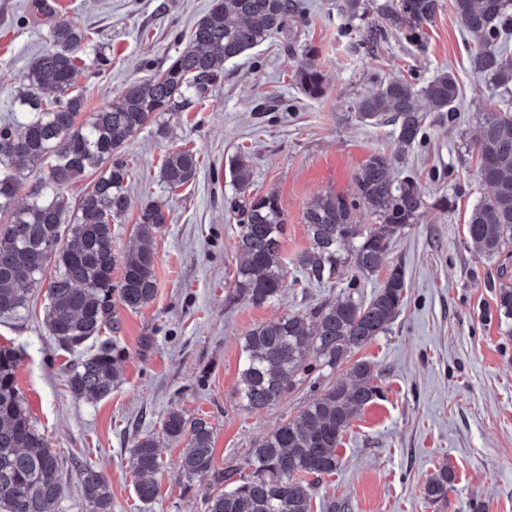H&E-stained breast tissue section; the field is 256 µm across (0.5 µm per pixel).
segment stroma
Wrapping results in <instances>:
<instances>
[{
    "label": "stroma",
    "instance_id": "stroma-1",
    "mask_svg": "<svg viewBox=\"0 0 512 512\" xmlns=\"http://www.w3.org/2000/svg\"><path fill=\"white\" fill-rule=\"evenodd\" d=\"M0 0V122L15 117L20 79L48 45L55 20L67 18L98 31L112 58L95 75L80 67L76 87L94 86L86 106L95 112L123 88L149 78L182 48L183 40L214 0ZM453 0L426 26L425 48H410L386 30L377 12L364 28L373 43L355 44L343 32L336 0H304L302 19L290 22L274 42L227 62L224 79L206 103L185 112H164L125 145L132 175L131 208L112 227L118 253L136 244L143 205L160 202L167 222L155 233L157 292L146 307L118 309L113 338L124 356V378L98 402L67 388L76 355L60 349L45 320L44 292L32 293L29 309L0 316V346L16 349L17 386L29 415L60 457L63 487L59 512H88L82 469L103 473L112 490V512H205L207 476L185 478L180 451H164L156 476L160 492L151 505L138 500L131 449L155 435L170 408L203 418L215 431L217 468L241 467L244 454L315 395L309 386L288 393L271 409L255 413L238 394L239 340L257 324L335 300L341 286L286 289L256 306L229 299L238 258L237 226L224 208L231 195L228 164L244 152L252 160L253 188L275 192L285 212L284 250L308 247L303 213L327 193L352 194L353 176L372 154H393L388 126L357 121L355 100L383 78L400 76L424 86L437 71L452 72L460 87L456 110L428 124L403 166L416 176L426 206L416 224L392 241L381 270L360 281L371 297L393 266L405 270L401 314L389 330L355 352L369 361L381 389L376 414L361 410L337 448L336 473L313 487V512L331 501L350 512H512V335L497 305L498 262L467 241L471 209L485 194L476 173L473 143L483 112L493 109L488 80L475 72L467 34ZM316 50L327 91L305 95L294 83L304 45ZM200 158L195 179L171 190L159 178L171 148ZM455 198L453 211L435 208ZM448 469V497L426 499L427 479Z\"/></svg>",
    "mask_w": 512,
    "mask_h": 512
}]
</instances>
